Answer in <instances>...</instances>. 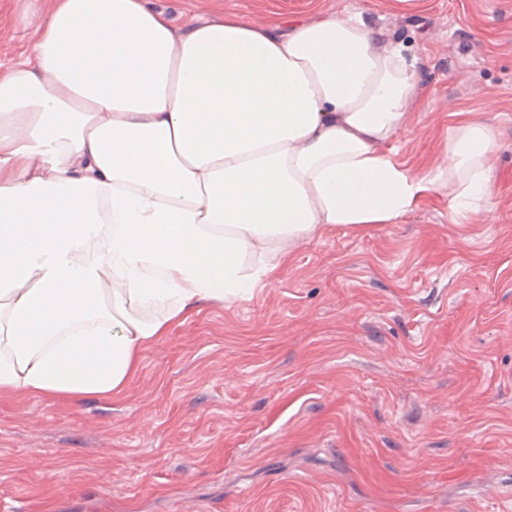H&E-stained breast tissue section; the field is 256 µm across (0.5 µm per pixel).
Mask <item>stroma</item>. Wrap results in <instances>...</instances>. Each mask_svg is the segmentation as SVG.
Returning <instances> with one entry per match:
<instances>
[{"mask_svg": "<svg viewBox=\"0 0 512 512\" xmlns=\"http://www.w3.org/2000/svg\"><path fill=\"white\" fill-rule=\"evenodd\" d=\"M151 4L178 28L360 15L426 88L388 150L421 175L488 117L494 197L299 243L252 299L174 324L119 395H0V512H512V0ZM35 23L0 0V62Z\"/></svg>", "mask_w": 512, "mask_h": 512, "instance_id": "stroma-1", "label": "stroma"}]
</instances>
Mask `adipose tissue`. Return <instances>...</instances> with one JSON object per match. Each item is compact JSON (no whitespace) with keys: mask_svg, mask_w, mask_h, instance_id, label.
I'll list each match as a JSON object with an SVG mask.
<instances>
[{"mask_svg":"<svg viewBox=\"0 0 512 512\" xmlns=\"http://www.w3.org/2000/svg\"><path fill=\"white\" fill-rule=\"evenodd\" d=\"M423 88L359 16L176 28L149 0H48L0 64V394L116 395L202 302L251 299L330 224L456 216L495 188V124L411 174L386 146Z\"/></svg>","mask_w":512,"mask_h":512,"instance_id":"1","label":"adipose tissue"}]
</instances>
